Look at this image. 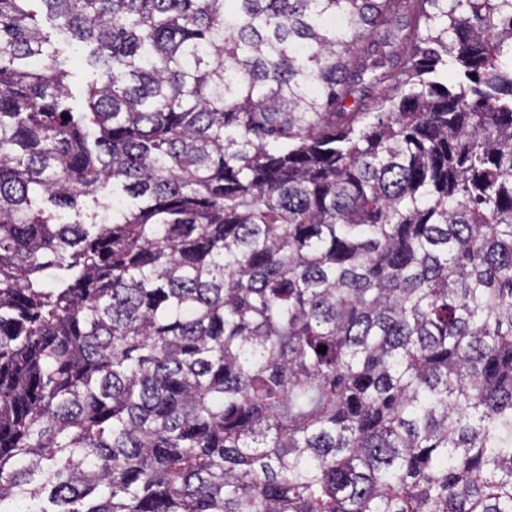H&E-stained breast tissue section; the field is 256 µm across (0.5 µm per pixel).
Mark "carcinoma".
<instances>
[{
    "mask_svg": "<svg viewBox=\"0 0 512 512\" xmlns=\"http://www.w3.org/2000/svg\"><path fill=\"white\" fill-rule=\"evenodd\" d=\"M0 512H512V0H0ZM68 67L72 73V77L69 80V87L72 95L74 96V103L82 105L86 95V83L80 59L71 55L69 57Z\"/></svg>",
    "mask_w": 512,
    "mask_h": 512,
    "instance_id": "1",
    "label": "carcinoma"
}]
</instances>
